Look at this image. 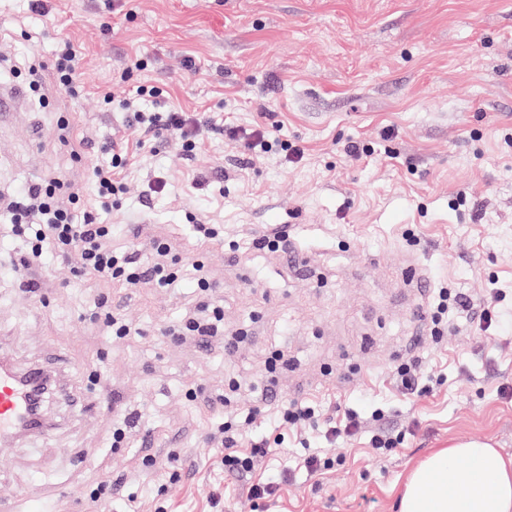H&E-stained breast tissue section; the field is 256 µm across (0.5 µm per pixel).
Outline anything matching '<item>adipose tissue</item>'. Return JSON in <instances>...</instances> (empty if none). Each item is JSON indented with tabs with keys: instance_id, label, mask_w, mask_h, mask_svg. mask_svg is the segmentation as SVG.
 I'll use <instances>...</instances> for the list:
<instances>
[{
	"instance_id": "ef3b65f1",
	"label": "adipose tissue",
	"mask_w": 512,
	"mask_h": 512,
	"mask_svg": "<svg viewBox=\"0 0 512 512\" xmlns=\"http://www.w3.org/2000/svg\"><path fill=\"white\" fill-rule=\"evenodd\" d=\"M399 512H512V458L486 440L450 441L409 473Z\"/></svg>"
}]
</instances>
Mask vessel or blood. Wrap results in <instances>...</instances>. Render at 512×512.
<instances>
[{
  "label": "vessel or blood",
  "instance_id": "b4317fda",
  "mask_svg": "<svg viewBox=\"0 0 512 512\" xmlns=\"http://www.w3.org/2000/svg\"><path fill=\"white\" fill-rule=\"evenodd\" d=\"M45 373L34 368L18 373L9 358L0 355V441L13 439L19 427L29 425L32 390Z\"/></svg>",
  "mask_w": 512,
  "mask_h": 512
}]
</instances>
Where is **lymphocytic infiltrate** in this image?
<instances>
[{"label": "lymphocytic infiltrate", "mask_w": 512, "mask_h": 512, "mask_svg": "<svg viewBox=\"0 0 512 512\" xmlns=\"http://www.w3.org/2000/svg\"><path fill=\"white\" fill-rule=\"evenodd\" d=\"M105 107L120 105L131 125L139 127L147 136L175 135L181 141L184 159L196 154V131L210 125L211 119L202 113L194 115L168 108L162 111H144L129 100H116L112 93H104ZM127 163L123 150L111 153L106 164H92L88 168L89 181L94 189L93 200H86L80 192L71 190L61 175H53L27 184L6 213V224L13 237L25 248L23 256L12 261L15 279L26 282L30 260L49 254L66 259L81 277L94 278L115 285H133L149 279L162 286L176 282L181 269L158 264H142L134 246H114L112 227L101 220V214L111 208L113 196L123 194L125 187L119 175ZM194 286L198 295L206 299L203 316L189 315L172 326L171 335L196 337L202 348H209L224 334V308L213 297V284L200 260H193ZM502 296L498 289H488L483 301L476 302L448 288H438L429 309L430 333L441 337L454 319L466 316L478 320L481 328H490L496 321L495 308ZM274 419L292 425L320 429L325 438L338 439L354 435L360 421L354 412H346L343 419L324 416L312 400L277 406ZM217 454L221 456L224 476L238 483L252 499L274 493L275 480L257 477L256 471L273 450L268 440H250L240 431L234 419L224 420L217 428Z\"/></svg>", "instance_id": "lymphocytic-infiltrate-1"}]
</instances>
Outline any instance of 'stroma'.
I'll use <instances>...</instances> for the list:
<instances>
[{
    "label": "stroma",
    "instance_id": "35a3bbf8",
    "mask_svg": "<svg viewBox=\"0 0 512 512\" xmlns=\"http://www.w3.org/2000/svg\"><path fill=\"white\" fill-rule=\"evenodd\" d=\"M63 38L79 58L76 100L51 71ZM0 56L40 60L49 99L37 111L20 97L0 123V191L55 172L87 185L57 140V113L89 161L105 160L106 144L126 147V192L106 216L116 243L149 262L157 241L173 259L202 258L225 333L248 335L206 351L165 335L197 302L188 281L120 288L45 258L29 273L32 294L0 270V347L18 368L53 367L91 405L46 400L52 429L0 444L8 512H86L82 492L107 467L117 481L109 512H128L133 495L140 512H395L408 473L450 440L490 439L512 455V400L501 395L512 385V0H50L44 16L28 0H0ZM142 86L217 120L193 159L177 138L146 140L124 112L101 109V93L134 100ZM252 131L269 134L268 153L245 149ZM287 143L304 148L301 160H286ZM159 177L167 189L155 194ZM200 221L223 225V240L198 245ZM274 227L298 260L250 250ZM492 285L504 296L497 323L427 340L429 289L478 298ZM107 295L138 335L110 341L91 318ZM415 342L438 383L406 396L390 369ZM275 345L290 360L275 384L282 400L383 408L381 429L401 437L394 452L379 458L368 427L333 445L313 431L311 447L342 460L310 475L294 430L262 411L243 431L284 433L283 452L263 464L282 476L279 490L253 500L225 480L208 397L235 377V406L250 405ZM119 414L131 428L116 448ZM146 454L158 469L142 466Z\"/></svg>",
    "mask_w": 512,
    "mask_h": 512
}]
</instances>
